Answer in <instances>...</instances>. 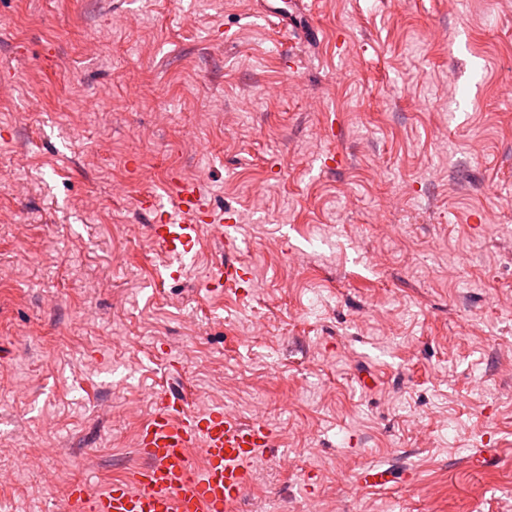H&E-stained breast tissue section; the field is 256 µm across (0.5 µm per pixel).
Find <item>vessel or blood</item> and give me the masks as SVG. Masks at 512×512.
I'll list each match as a JSON object with an SVG mask.
<instances>
[{"label": "vessel or blood", "instance_id": "obj_1", "mask_svg": "<svg viewBox=\"0 0 512 512\" xmlns=\"http://www.w3.org/2000/svg\"><path fill=\"white\" fill-rule=\"evenodd\" d=\"M144 204L154 215L151 237L169 259L170 276L186 272L197 248L205 243L204 231L219 225L223 233L217 241L225 258L215 266L208 288L215 292L227 283H250L249 268L232 258L240 248L234 224L211 213L195 184L180 185L171 205L151 195ZM273 443L274 433L264 422L246 423L221 409L197 413L187 398L160 390L138 434L144 465L99 493L71 483L66 512H237L252 481V463L265 456ZM194 449L203 452L202 467L189 461ZM391 479L390 470L377 466L357 477L361 488L377 491Z\"/></svg>", "mask_w": 512, "mask_h": 512}]
</instances>
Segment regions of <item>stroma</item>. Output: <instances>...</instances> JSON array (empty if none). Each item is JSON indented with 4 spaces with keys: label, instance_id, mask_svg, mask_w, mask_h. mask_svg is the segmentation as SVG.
Here are the masks:
<instances>
[{
    "label": "stroma",
    "instance_id": "stroma-1",
    "mask_svg": "<svg viewBox=\"0 0 512 512\" xmlns=\"http://www.w3.org/2000/svg\"><path fill=\"white\" fill-rule=\"evenodd\" d=\"M314 2L294 44L261 0H0V512L143 465L163 387L273 429L240 512H512V9ZM192 179L247 294L214 244L165 274L140 201ZM392 480V472L389 469H381L378 466L369 467L358 475L357 482L362 489L382 490Z\"/></svg>",
    "mask_w": 512,
    "mask_h": 512
}]
</instances>
